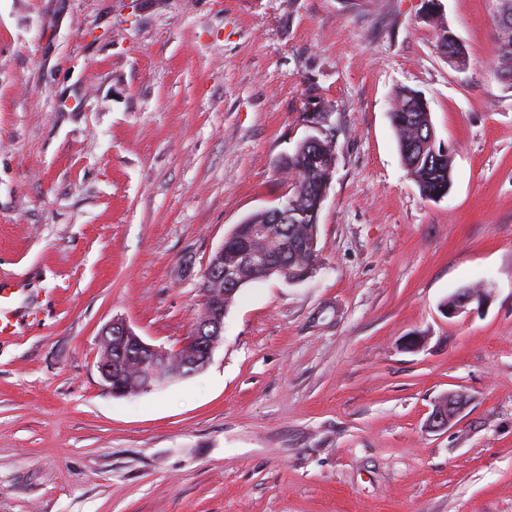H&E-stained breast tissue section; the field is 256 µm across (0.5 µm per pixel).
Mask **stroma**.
<instances>
[{
    "mask_svg": "<svg viewBox=\"0 0 512 512\" xmlns=\"http://www.w3.org/2000/svg\"><path fill=\"white\" fill-rule=\"evenodd\" d=\"M493 0H0V512H512V83ZM419 91L452 186L390 112ZM324 113L319 261L247 284L201 372L116 397L100 332L176 348L210 257ZM483 304L451 317L459 288ZM468 396L448 429L433 402ZM436 40H435V47L436 50L440 51L441 47H443L444 43L443 41L448 40V55L443 54L444 57L448 58V61L450 62H458L462 63L464 57H465V51L463 48V45L458 40L457 37L450 36L453 35L448 31L447 26L440 23L437 24L436 30ZM393 101L391 122L397 133L400 155L409 175L426 198L436 199L438 196H445L452 184L451 157L448 155L434 158L438 157V153L434 146L435 137L432 129L418 140L420 131L432 124L427 101L418 91L411 88L399 89ZM414 143L420 157L425 153H428V158L434 157L429 160L426 155L421 159L415 155H408L406 150Z\"/></svg>",
    "mask_w": 512,
    "mask_h": 512,
    "instance_id": "stroma-1",
    "label": "stroma"
}]
</instances>
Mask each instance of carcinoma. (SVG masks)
Instances as JSON below:
<instances>
[{
    "mask_svg": "<svg viewBox=\"0 0 512 512\" xmlns=\"http://www.w3.org/2000/svg\"><path fill=\"white\" fill-rule=\"evenodd\" d=\"M497 60L500 73L512 74V36L500 37L497 40ZM391 122L397 133L399 151L405 167L421 194L428 199H435L448 194L452 184L451 157L438 159L418 158L408 155L406 150L419 138L420 131L431 124L428 103L422 95L411 88H402L394 96L391 110ZM335 164V146L333 141L322 138V144L311 150L301 145L282 161L288 174V189L284 194L285 206L297 213V224L293 225V234L301 239L313 237L318 233L319 214L315 206L322 195L329 169ZM273 219L269 211H261L251 215L247 223L236 227V245L224 248L221 253H214L206 271L224 269L237 265L238 246L252 244L250 228L254 224H270ZM319 255L301 253L296 256L285 255L290 268L301 272L317 263Z\"/></svg>",
    "mask_w": 512,
    "mask_h": 512,
    "instance_id": "1",
    "label": "carcinoma"
}]
</instances>
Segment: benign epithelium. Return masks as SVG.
<instances>
[{
	"label": "benign epithelium",
	"mask_w": 512,
	"mask_h": 512,
	"mask_svg": "<svg viewBox=\"0 0 512 512\" xmlns=\"http://www.w3.org/2000/svg\"><path fill=\"white\" fill-rule=\"evenodd\" d=\"M414 148L419 156L426 154L438 156L448 153V149L435 148L434 133L429 132L415 143ZM243 263L268 268V273H278L290 283H300L312 276L316 267L296 272L288 269V264L275 258L260 246L256 248L243 247L239 253ZM224 292H212L206 297L208 308L203 317L193 321L187 336L181 344L173 349H165L145 342L128 324L120 318L108 323L101 332V344L108 346V359L98 362L97 368L107 389L117 396H123L130 391L141 393L162 387L169 382L189 376L204 369L211 361L215 349L223 341L224 317L227 308L224 306V296L235 293L239 282L234 272L223 273ZM484 294L480 288H462L446 303L447 314L453 317L473 303H483ZM123 367L130 376L127 383L121 387L112 386L114 368ZM468 399L462 391L450 392L435 402L428 418L429 428L441 431L448 428L465 408Z\"/></svg>",
	"instance_id": "1"
}]
</instances>
